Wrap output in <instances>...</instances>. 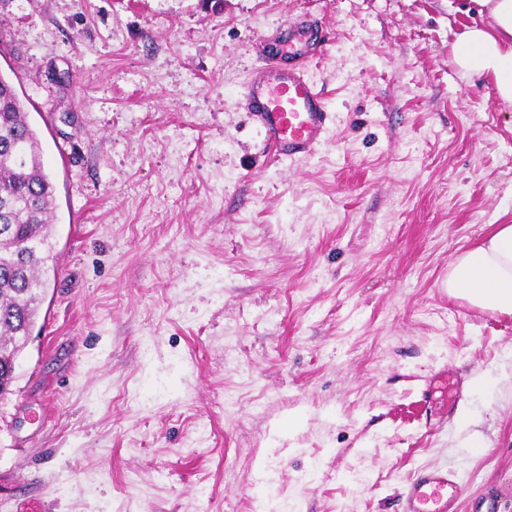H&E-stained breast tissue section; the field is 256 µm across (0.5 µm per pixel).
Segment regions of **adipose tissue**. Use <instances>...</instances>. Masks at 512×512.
<instances>
[{
    "label": "adipose tissue",
    "instance_id": "obj_1",
    "mask_svg": "<svg viewBox=\"0 0 512 512\" xmlns=\"http://www.w3.org/2000/svg\"><path fill=\"white\" fill-rule=\"evenodd\" d=\"M487 25H473L457 41L456 62L466 73L493 77L499 97L512 102V0H481ZM449 295L487 312L512 314V224L498 225L448 272Z\"/></svg>",
    "mask_w": 512,
    "mask_h": 512
}]
</instances>
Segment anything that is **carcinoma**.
<instances>
[{
    "label": "carcinoma",
    "instance_id": "carcinoma-1",
    "mask_svg": "<svg viewBox=\"0 0 512 512\" xmlns=\"http://www.w3.org/2000/svg\"><path fill=\"white\" fill-rule=\"evenodd\" d=\"M53 209L39 139L16 89L0 74V379L9 383L48 273L57 270L49 234Z\"/></svg>",
    "mask_w": 512,
    "mask_h": 512
}]
</instances>
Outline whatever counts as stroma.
Returning <instances> with one entry per match:
<instances>
[{
    "label": "stroma",
    "mask_w": 512,
    "mask_h": 512,
    "mask_svg": "<svg viewBox=\"0 0 512 512\" xmlns=\"http://www.w3.org/2000/svg\"><path fill=\"white\" fill-rule=\"evenodd\" d=\"M479 10L0 0L58 267L0 399V512H401L431 469L455 512H512V314L446 288L512 224V104L454 56ZM311 48L335 123L279 161L242 86Z\"/></svg>",
    "instance_id": "stroma-1"
}]
</instances>
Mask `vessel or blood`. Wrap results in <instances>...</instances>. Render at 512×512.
<instances>
[{"mask_svg":"<svg viewBox=\"0 0 512 512\" xmlns=\"http://www.w3.org/2000/svg\"><path fill=\"white\" fill-rule=\"evenodd\" d=\"M243 103L257 121L265 144L279 159L311 156L332 122L324 93L300 63L271 62L251 71L243 88ZM459 487L455 472L429 471L409 486L404 512H453Z\"/></svg>","mask_w":512,"mask_h":512,"instance_id":"1","label":"vessel or blood"}]
</instances>
